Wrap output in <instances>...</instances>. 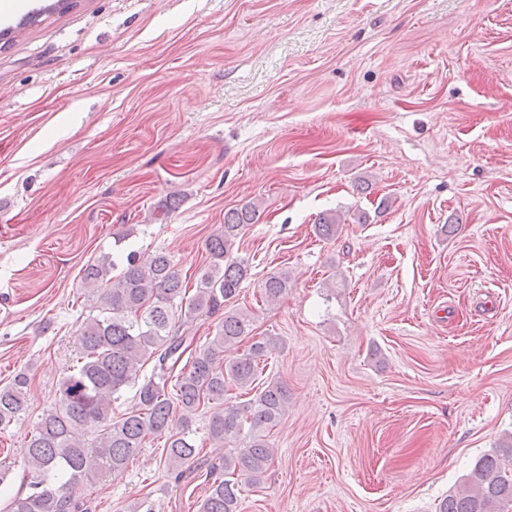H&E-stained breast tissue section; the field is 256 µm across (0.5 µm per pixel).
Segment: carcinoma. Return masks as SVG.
<instances>
[{
	"instance_id": "obj_1",
	"label": "carcinoma",
	"mask_w": 512,
	"mask_h": 512,
	"mask_svg": "<svg viewBox=\"0 0 512 512\" xmlns=\"http://www.w3.org/2000/svg\"><path fill=\"white\" fill-rule=\"evenodd\" d=\"M258 216L255 202L224 213V224L206 241L207 263L192 294L162 252L145 259L134 252H103L82 267L89 314L77 333V368L61 380L54 407L33 427L22 450L30 492L10 498L6 512H78L80 489L124 470L157 437L165 438V463L176 482L207 468L212 483L199 512H238V478L257 482L268 470L274 450L267 435L288 404L284 383L256 387L277 339L253 335L252 314L233 307L251 267L231 253ZM338 227L334 214L321 215L315 224L326 239L336 237ZM259 288L265 303L278 302L290 288L288 272L267 276ZM217 314L215 333L197 345V322ZM248 336L250 345L224 360ZM150 360L152 373L142 380L141 368ZM28 385L27 374L19 372L0 386L1 427L24 410ZM132 388L133 404L112 416V404ZM234 389L248 399L227 402ZM204 410L210 411L206 429L212 443L243 440L217 463L199 458L190 429ZM81 431L90 441L80 438ZM437 512H512V434L476 462Z\"/></svg>"
}]
</instances>
